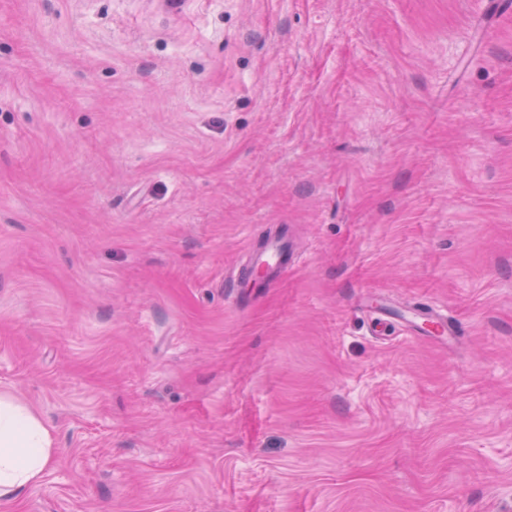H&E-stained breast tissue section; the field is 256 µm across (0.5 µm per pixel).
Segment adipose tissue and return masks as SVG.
Wrapping results in <instances>:
<instances>
[{
    "label": "adipose tissue",
    "instance_id": "1",
    "mask_svg": "<svg viewBox=\"0 0 512 512\" xmlns=\"http://www.w3.org/2000/svg\"><path fill=\"white\" fill-rule=\"evenodd\" d=\"M51 430L28 405L0 393V500L16 498L37 484L51 464Z\"/></svg>",
    "mask_w": 512,
    "mask_h": 512
}]
</instances>
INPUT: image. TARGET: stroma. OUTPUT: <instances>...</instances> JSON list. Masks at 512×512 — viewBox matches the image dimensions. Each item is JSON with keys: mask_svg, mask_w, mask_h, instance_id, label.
<instances>
[{"mask_svg": "<svg viewBox=\"0 0 512 512\" xmlns=\"http://www.w3.org/2000/svg\"><path fill=\"white\" fill-rule=\"evenodd\" d=\"M0 391V512H512V5L0 0ZM293 259L294 251L288 245V238L281 235L267 240L259 255L251 254L246 271L251 275L255 268L265 266L269 277L277 276L288 271ZM51 430L28 405L0 393V500H12L37 484L51 464Z\"/></svg>", "mask_w": 512, "mask_h": 512, "instance_id": "35a3bbf8", "label": "stroma"}]
</instances>
